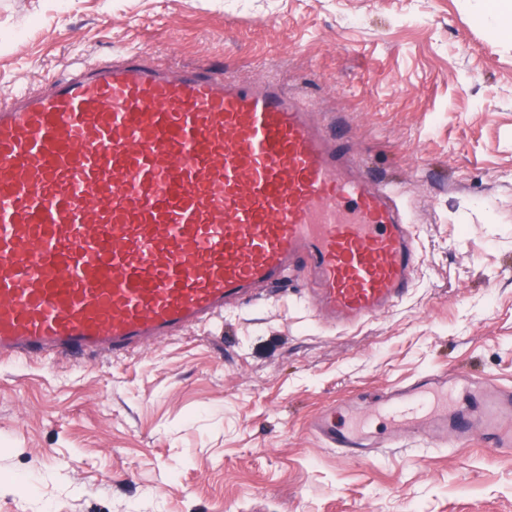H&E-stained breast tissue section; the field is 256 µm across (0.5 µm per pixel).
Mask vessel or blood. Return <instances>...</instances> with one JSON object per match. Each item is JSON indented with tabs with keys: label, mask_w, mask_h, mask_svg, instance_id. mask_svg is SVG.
Here are the masks:
<instances>
[{
	"label": "vessel or blood",
	"mask_w": 512,
	"mask_h": 512,
	"mask_svg": "<svg viewBox=\"0 0 512 512\" xmlns=\"http://www.w3.org/2000/svg\"><path fill=\"white\" fill-rule=\"evenodd\" d=\"M393 187L278 78L161 65L128 48L0 102V361L116 362L308 274L352 327L415 284ZM393 440L479 439L512 455V387L428 372L311 424L369 460Z\"/></svg>",
	"instance_id": "b4317fda"
}]
</instances>
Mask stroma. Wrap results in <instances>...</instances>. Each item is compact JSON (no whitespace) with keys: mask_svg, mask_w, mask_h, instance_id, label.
Instances as JSON below:
<instances>
[{"mask_svg":"<svg viewBox=\"0 0 512 512\" xmlns=\"http://www.w3.org/2000/svg\"><path fill=\"white\" fill-rule=\"evenodd\" d=\"M492 0H0V99L136 46L278 76L416 226L415 285L339 331L309 283L134 358L0 363V512H512L479 440L337 456L336 402L431 371L512 386V36Z\"/></svg>","mask_w":512,"mask_h":512,"instance_id":"1","label":"stroma"}]
</instances>
